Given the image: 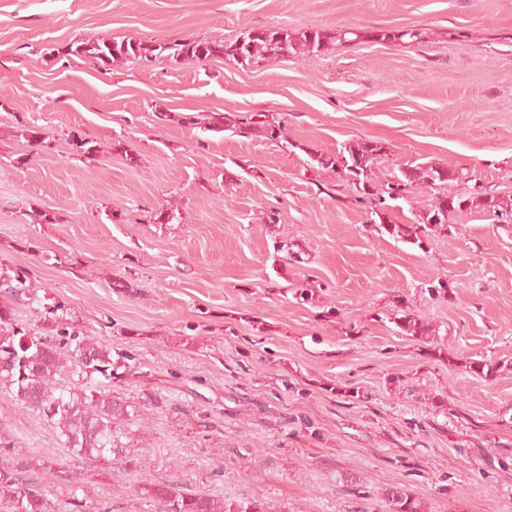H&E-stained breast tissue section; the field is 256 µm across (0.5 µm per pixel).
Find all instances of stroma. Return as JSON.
<instances>
[{"mask_svg":"<svg viewBox=\"0 0 512 512\" xmlns=\"http://www.w3.org/2000/svg\"><path fill=\"white\" fill-rule=\"evenodd\" d=\"M261 28L360 37L245 66L65 52ZM216 113L277 118L287 140L211 129ZM362 140L382 148L372 184L428 163L512 206V0H0V270L36 298L17 316L43 333L38 298H62L133 359L112 383L127 458L109 465L0 393L19 450L57 463L33 475L50 499L73 482L90 512H158L139 489L167 483L264 512H384L401 486L422 512H512V223L475 208L420 246L379 231L316 162ZM402 309L430 335L402 332Z\"/></svg>","mask_w":512,"mask_h":512,"instance_id":"obj_1","label":"stroma"}]
</instances>
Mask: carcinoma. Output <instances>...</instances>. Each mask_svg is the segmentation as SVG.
Returning <instances> with one entry per match:
<instances>
[{
    "label": "carcinoma",
    "instance_id": "obj_1",
    "mask_svg": "<svg viewBox=\"0 0 512 512\" xmlns=\"http://www.w3.org/2000/svg\"><path fill=\"white\" fill-rule=\"evenodd\" d=\"M359 34L352 30H305L298 33L284 29H259L243 33L232 43L221 40H191L173 47L175 61H203L225 57L241 65L254 60L277 58L288 53L311 54L338 42L346 45ZM159 47L142 41L80 42L66 48L69 55L87 58L99 66L121 60L147 61L157 57ZM263 136L288 141L283 125L275 120L259 123ZM71 152L92 160L100 145L76 133H70ZM381 147L373 141H358L342 147L335 155H320L317 164L344 176L345 182L369 200L375 215L404 200L414 185L447 186L459 180V174L444 167L416 165L401 171L394 179L373 187L370 172ZM483 204L495 213L496 202L480 193L468 197L444 192L435 197L431 208L416 224H383L389 235L404 242L422 245L423 239L448 230L450 216ZM0 288L15 300L28 295L27 276L21 270L0 273ZM41 304L47 320V333L31 335L15 319L12 304L0 302V390L27 408L37 411L55 427L66 450L79 457H92L107 465L119 457L121 447L115 420L124 416L127 406L112 398V380L118 370L127 368L113 359L112 348L75 331L67 319L68 307L59 298L44 297ZM402 331L413 336H427L429 329L408 311L394 317ZM53 470L44 460H35L16 448L10 429L0 425V503L9 512H77L80 487L68 488V498L54 503L47 491L31 478L35 469ZM141 495L161 505V512H261L254 502L237 507L207 495L166 484L144 486ZM386 512H419L412 494L404 488L391 487L384 493Z\"/></svg>",
    "mask_w": 512,
    "mask_h": 512
}]
</instances>
